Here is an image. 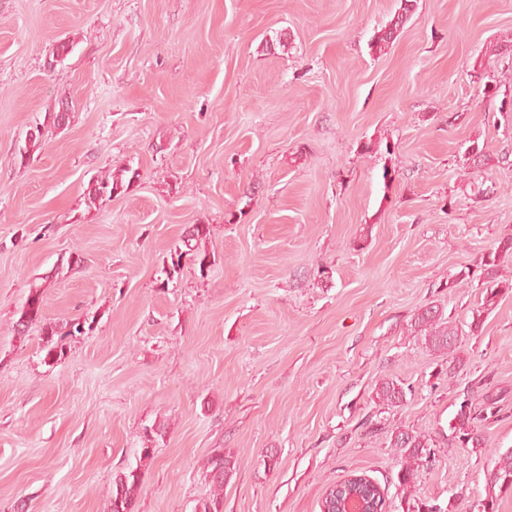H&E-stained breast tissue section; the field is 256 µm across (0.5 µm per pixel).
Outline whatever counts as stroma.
Instances as JSON below:
<instances>
[{
  "mask_svg": "<svg viewBox=\"0 0 512 512\" xmlns=\"http://www.w3.org/2000/svg\"><path fill=\"white\" fill-rule=\"evenodd\" d=\"M400 6L0 0V512H106L136 464L135 512H195L220 448L224 512H320L353 472L389 512L486 497L512 448V294L451 375L407 326L431 303L469 321L472 270L512 237V0H416L372 53ZM126 164L139 181L87 208ZM192 224L210 267L166 278ZM34 286L46 319L95 320L64 356L12 331ZM386 376L401 406L375 404ZM489 396L481 447H449L460 402ZM398 430L439 450L407 495ZM414 0H402L401 7L397 15L389 22V24L377 32L371 39L370 49L375 52H381L382 48L393 42L397 37L400 28L408 21L412 15L414 8Z\"/></svg>",
  "mask_w": 512,
  "mask_h": 512,
  "instance_id": "obj_1",
  "label": "stroma"
}]
</instances>
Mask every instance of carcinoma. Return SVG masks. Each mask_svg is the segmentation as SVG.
I'll list each match as a JSON object with an SVG mask.
<instances>
[{"mask_svg": "<svg viewBox=\"0 0 512 512\" xmlns=\"http://www.w3.org/2000/svg\"><path fill=\"white\" fill-rule=\"evenodd\" d=\"M414 0H401V7L397 15L389 24L377 32L371 39L370 49L375 52L382 51L397 37L400 28L412 15ZM138 169L131 165L117 168L115 171L102 176L90 184L87 192L86 204L92 208L114 195L128 191L139 180ZM210 235V225L194 224L170 251V262L163 268L167 279L180 273L182 259L187 257L193 260L198 267L209 265L207 253L199 249L201 241ZM512 252V239H504L499 245L482 257L480 269L485 288L483 305L471 311V321L467 323L469 333L475 334L482 329L483 314L493 306L494 300L505 293H512V277L501 272L499 253ZM43 322L42 335L45 338L44 348L49 356H62L66 340L86 334L92 329L89 319L79 317L67 320L61 324L43 321V305L41 289L34 287L19 312L14 325V332L23 335L28 327L36 322ZM409 331L421 337L424 344L442 355H449L448 368L455 367L459 361L457 357L459 337L464 334L463 328L445 318L443 308L431 304L419 309L410 320ZM376 399L379 404L395 407L406 401L405 389L393 378H384L376 389ZM498 413L496 402L488 400L483 406L476 408L467 401L460 403L454 417L449 421L451 444L463 447L479 443L473 433L474 423L488 420ZM391 447L398 449L401 455L402 467L397 474V480L403 492H408L420 466L429 461L434 453V441L430 436L422 433L399 430L392 433ZM236 470V463L231 455L224 454V450L215 451L207 462V473L212 484L213 492L199 506V512H223L224 496L222 494L224 482L232 477ZM140 467H128L115 478L112 494L108 499L107 512H134L135 500L141 485ZM490 488H499L504 491L512 490V450H507L498 458L496 466L490 473Z\"/></svg>", "mask_w": 512, "mask_h": 512, "instance_id": "cac0c4a2", "label": "carcinoma"}]
</instances>
